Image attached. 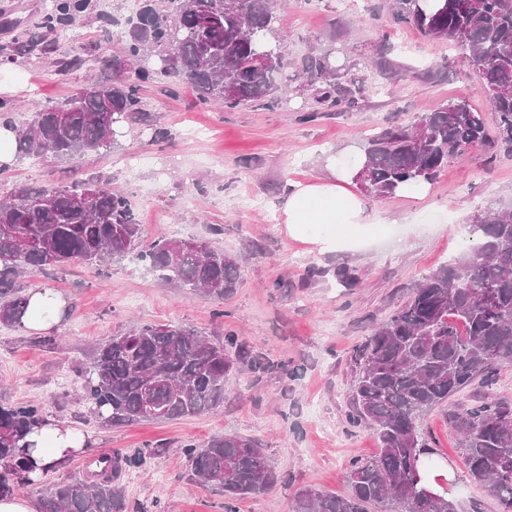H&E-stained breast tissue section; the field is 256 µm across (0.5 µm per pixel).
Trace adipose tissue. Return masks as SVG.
Listing matches in <instances>:
<instances>
[{
    "label": "adipose tissue",
    "instance_id": "ef3b65f1",
    "mask_svg": "<svg viewBox=\"0 0 512 512\" xmlns=\"http://www.w3.org/2000/svg\"><path fill=\"white\" fill-rule=\"evenodd\" d=\"M327 166L328 176L289 183L280 209L285 233L294 240L315 244L321 254L335 250L337 235L376 221L364 200L350 191L351 173L339 168L332 157L328 158ZM64 305V299L51 289L32 292L23 327L35 332L52 331L61 321ZM30 440L38 466L33 477L37 480L43 470L60 465L84 451L88 444V437L81 430L51 417Z\"/></svg>",
    "mask_w": 512,
    "mask_h": 512
}]
</instances>
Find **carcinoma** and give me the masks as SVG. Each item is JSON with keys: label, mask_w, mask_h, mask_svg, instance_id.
<instances>
[{"label": "carcinoma", "mask_w": 512, "mask_h": 512, "mask_svg": "<svg viewBox=\"0 0 512 512\" xmlns=\"http://www.w3.org/2000/svg\"><path fill=\"white\" fill-rule=\"evenodd\" d=\"M89 0H51L38 28L72 30ZM456 12L449 0L429 10L419 0H390L397 24H410L433 39L457 43L461 61L479 77V89L497 117V135L488 136L484 113L468 102L442 105L414 120L385 129L363 145L366 174L355 177L369 194L385 197L405 185L430 182L450 158L478 145L512 150V0H465ZM150 3L128 21L139 35L125 37L123 57L99 50L94 62L112 71L109 82L93 80L51 107L34 113L22 127L14 106L0 100V124L15 130L23 157L71 162L105 150L125 123L149 124L140 107V88L171 74L182 77L205 104L227 108L257 104L274 108L287 101L292 82L325 89L318 103L336 109L353 101L360 87L330 61L332 51L307 55L288 74V53L268 51L264 65L248 67L256 46L249 31L265 34L277 20V0H167ZM45 35L27 32L12 48L30 52ZM176 42L177 54L164 47ZM5 48V51L12 50ZM475 243L426 276L412 297L375 325L354 355L351 425L373 431L379 453L350 461L349 493L337 496L315 488L300 490L292 512H456L440 495H421L423 478L413 479L423 455L435 453L420 420L472 385L491 390L500 369L512 364V210H487L470 225ZM141 225L127 195L105 183L23 188L0 199V323L22 325L28 306L21 278L27 272L74 261L103 267L137 252L138 259L167 285L230 298L240 283L237 259L206 241L160 237L138 250ZM265 371L232 331L214 342L182 324H144L113 336L81 372L89 412L114 425L165 421L197 415L224 403V383L233 371ZM43 420V406L0 405V496L29 482L34 468L21 456L27 437ZM458 432L470 478L495 497L500 512H512V402L489 395L460 409H448ZM192 479L224 494V512L235 503L267 493L279 480L261 446L239 435L216 436L205 445L186 443ZM146 451L116 457L111 467L86 478L52 484L41 512H127L120 474L139 468Z\"/></svg>", "instance_id": "1"}]
</instances>
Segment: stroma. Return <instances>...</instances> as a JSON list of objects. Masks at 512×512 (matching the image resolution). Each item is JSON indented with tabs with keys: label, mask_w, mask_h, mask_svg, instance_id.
I'll return each instance as SVG.
<instances>
[{
	"label": "stroma",
	"mask_w": 512,
	"mask_h": 512,
	"mask_svg": "<svg viewBox=\"0 0 512 512\" xmlns=\"http://www.w3.org/2000/svg\"><path fill=\"white\" fill-rule=\"evenodd\" d=\"M50 0H0V46L36 28ZM130 18L125 0H92L75 31L78 43L47 34L49 51L0 55V83L20 81L7 93L16 124L84 86L97 69L99 43L122 55ZM293 63L310 50H334L339 63L362 80L354 103L328 111L318 90L301 87L275 108L254 104L233 109L201 103L174 78L141 87L145 111L156 126H129L110 151L55 164L16 158L0 172V198L22 188L65 186L75 180L109 182L129 197L141 224V249L159 237L204 239L230 254H246L241 284L224 301L177 290L149 271L130 276L135 255L100 270L79 262L24 277L26 290L61 294L68 317L49 333L0 324V404L40 401L47 415L87 432L90 445L48 473L20 486V497H43L48 484L83 475L102 455L152 447L138 469L122 472L128 512H224V497L191 478L179 449L224 434L257 439L280 479L266 495L244 499L238 512H290L305 486L347 494L348 463L373 456L378 443L347 423L354 376L353 354L373 325L388 318L416 284L468 246L463 231L487 209H512V154L488 157L474 148L465 160L449 159L426 198L366 196L381 221L336 251L318 254L286 236L277 223L289 180L326 174L330 155L359 152L369 134L407 123L421 112L460 99L481 112L488 100L479 79L463 65L453 42L433 40L409 25L388 20L387 0H282L267 33ZM86 62L57 74L72 46ZM304 112L314 121L301 122ZM164 129L166 138L155 136ZM355 284L344 287L338 272ZM179 323L220 340L235 331L269 361L262 375L231 373L222 407L177 420L115 426L91 416L79 374L99 344L142 324ZM302 367L299 378L287 371ZM421 425L438 443L454 480L457 512H499L497 501L467 474L457 433L444 410Z\"/></svg>",
	"instance_id": "obj_1"
}]
</instances>
